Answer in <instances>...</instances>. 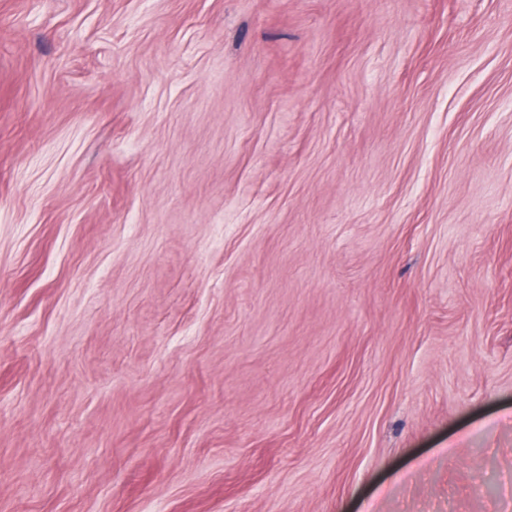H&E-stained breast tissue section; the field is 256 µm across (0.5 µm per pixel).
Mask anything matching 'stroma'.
<instances>
[{
    "mask_svg": "<svg viewBox=\"0 0 512 512\" xmlns=\"http://www.w3.org/2000/svg\"><path fill=\"white\" fill-rule=\"evenodd\" d=\"M0 512H512V0H0Z\"/></svg>",
    "mask_w": 512,
    "mask_h": 512,
    "instance_id": "stroma-1",
    "label": "stroma"
}]
</instances>
